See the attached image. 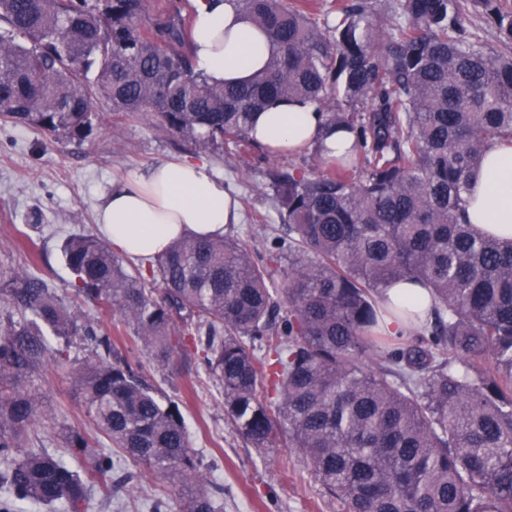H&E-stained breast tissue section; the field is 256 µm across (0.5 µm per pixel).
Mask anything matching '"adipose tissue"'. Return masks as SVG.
Here are the masks:
<instances>
[{
	"label": "adipose tissue",
	"instance_id": "ef3b65f1",
	"mask_svg": "<svg viewBox=\"0 0 512 512\" xmlns=\"http://www.w3.org/2000/svg\"><path fill=\"white\" fill-rule=\"evenodd\" d=\"M193 12L192 51L198 69L212 81L243 84L265 65L271 47L234 0H193ZM251 135L283 153L319 142L340 155L352 145L347 135L325 128L312 107L296 102L257 113ZM469 199L470 221L480 231L512 236V147L488 151ZM239 221L237 202L223 178L205 160L189 158L127 172L113 181L97 216L113 249L144 263L155 261L177 238L220 235ZM385 295L391 309L386 328L393 334L408 327L403 308L424 316L431 303L424 288L412 283L390 286Z\"/></svg>",
	"mask_w": 512,
	"mask_h": 512
}]
</instances>
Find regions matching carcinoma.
Returning <instances> with one entry per match:
<instances>
[{"instance_id": "1", "label": "carcinoma", "mask_w": 512, "mask_h": 512, "mask_svg": "<svg viewBox=\"0 0 512 512\" xmlns=\"http://www.w3.org/2000/svg\"><path fill=\"white\" fill-rule=\"evenodd\" d=\"M272 45L244 85L212 82L193 15L146 0H0V117L84 140L112 111L152 114L194 150L259 147L254 114L309 104L350 133L341 157L268 162L281 234L174 240L128 272L109 242L65 239L72 280L0 283V512H87L112 494V449L191 488L182 512H219L179 405L112 339L154 361L203 344L224 412L258 448L281 437L344 512H512V238L478 232L467 193L489 148L512 144V0H237ZM496 28L487 45L473 20ZM94 78H89V75ZM427 289L419 326L385 330L383 289ZM91 301L118 317L84 320ZM54 337L52 345L48 337ZM93 424L62 430L83 470L28 446L51 420L33 378L70 362Z\"/></svg>"}]
</instances>
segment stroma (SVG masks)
I'll return each mask as SVG.
<instances>
[{
  "instance_id": "stroma-1",
  "label": "stroma",
  "mask_w": 512,
  "mask_h": 512,
  "mask_svg": "<svg viewBox=\"0 0 512 512\" xmlns=\"http://www.w3.org/2000/svg\"><path fill=\"white\" fill-rule=\"evenodd\" d=\"M93 105L101 121L83 141L0 122V279L28 267L29 252L16 245L25 233L41 253L38 274L62 287L71 273L61 245L72 234L95 229L96 211L111 191L113 178L162 161L194 157V149L160 130L151 114L130 118L113 112L111 102L98 93ZM205 159L240 201L241 221L232 234L260 243L263 224L276 223L277 216L260 171L242 173L245 164L253 162V152L230 144ZM131 356L146 362L159 395L181 402L201 476L221 487L223 512H341L340 503L312 476L287 438L274 447L257 448L235 430L224 414L218 382L196 356L176 357L162 366L149 362L140 346L133 347ZM35 385L44 411L59 427L85 422L83 394L67 370L47 364ZM182 499L178 486L125 461L112 477L109 502L93 512H151L156 500L163 501L162 512H180Z\"/></svg>"
}]
</instances>
